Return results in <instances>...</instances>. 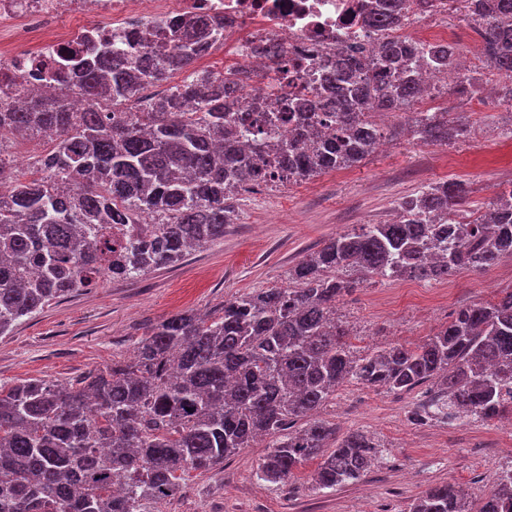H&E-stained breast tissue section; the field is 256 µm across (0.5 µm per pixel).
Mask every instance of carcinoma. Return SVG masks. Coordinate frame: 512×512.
<instances>
[{"label": "carcinoma", "instance_id": "obj_1", "mask_svg": "<svg viewBox=\"0 0 512 512\" xmlns=\"http://www.w3.org/2000/svg\"><path fill=\"white\" fill-rule=\"evenodd\" d=\"M475 12L488 16L483 54L512 105V0H477ZM216 26L187 19L176 25L173 54L144 56L135 68L90 42L79 112L67 90L0 108V173L12 161L3 144L40 146L0 195V336L75 290L171 266L223 238L232 196L275 181L258 157L237 149L224 121L243 90L234 81L193 72L149 111L126 107L141 82H164L213 48ZM378 55L383 68L373 76L354 56L336 62V132H301L281 146V180L360 163L381 137L370 112L423 98L421 80L399 64L403 44L386 42ZM412 123L427 144L464 133L446 112ZM467 196L460 180L405 196L395 203L398 220L329 239L294 267L287 287L227 299L216 319L166 317L130 361L65 385L0 382V512H146L175 493L186 471L220 466L259 437L272 439L262 480L284 482L314 462L320 488L357 481L378 462L380 445L360 430L340 436L316 417L347 381L397 392L437 381V397L413 422L512 413V290L459 310L416 347L356 356L336 321V302L369 277L442 280L512 257V188L456 229ZM145 215L155 224L135 232ZM300 420L305 426L294 428ZM408 512H512V469L477 500L453 484L432 485Z\"/></svg>", "mask_w": 512, "mask_h": 512}]
</instances>
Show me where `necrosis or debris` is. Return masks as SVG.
Instances as JSON below:
<instances>
[{"instance_id":"obj_1","label":"necrosis or debris","mask_w":512,"mask_h":512,"mask_svg":"<svg viewBox=\"0 0 512 512\" xmlns=\"http://www.w3.org/2000/svg\"><path fill=\"white\" fill-rule=\"evenodd\" d=\"M475 0H0V103H20L58 92V63L81 54L87 40L129 56L140 39L168 41L175 19L207 16L223 23L224 71L246 79L248 92L231 108L244 143L268 109L277 119L266 126L270 144L299 131L300 103L326 105L325 77L337 59L354 55L375 63L377 49L395 40L409 45L411 64L430 88L454 87L472 67L463 55L435 59L439 45L463 37L481 42L485 23L473 12ZM372 13L392 15L374 27ZM463 20L460 28L440 25L442 17ZM273 49V57L256 47Z\"/></svg>"}]
</instances>
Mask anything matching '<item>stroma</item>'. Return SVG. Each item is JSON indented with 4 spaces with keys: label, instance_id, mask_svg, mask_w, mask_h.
<instances>
[{
    "label": "stroma",
    "instance_id": "1",
    "mask_svg": "<svg viewBox=\"0 0 512 512\" xmlns=\"http://www.w3.org/2000/svg\"><path fill=\"white\" fill-rule=\"evenodd\" d=\"M421 107L447 112L465 127L464 136L445 145L420 142L405 133L410 116L395 112L385 119L380 148L356 166L239 192L233 221L216 243L175 267L74 291L0 336V381L67 383L130 359L163 318L189 309L217 317L232 296L287 286L289 271L325 241L362 224L386 223L394 202L422 187L465 181V214L489 210L512 186V110L496 95L453 88ZM506 289H512L510 256L482 272L461 268L440 282L374 277L340 299L336 318L349 329L355 354L414 346L457 310L497 300ZM436 388L429 382L405 393L346 383L319 409V418L340 432L361 430L382 446L381 462L359 481L316 488L310 463L285 482L258 479L269 445L264 439L224 465L189 471L177 494L150 512H407L411 499L441 483L480 498L512 468V439L496 420L412 423L410 411Z\"/></svg>",
    "mask_w": 512,
    "mask_h": 512
}]
</instances>
